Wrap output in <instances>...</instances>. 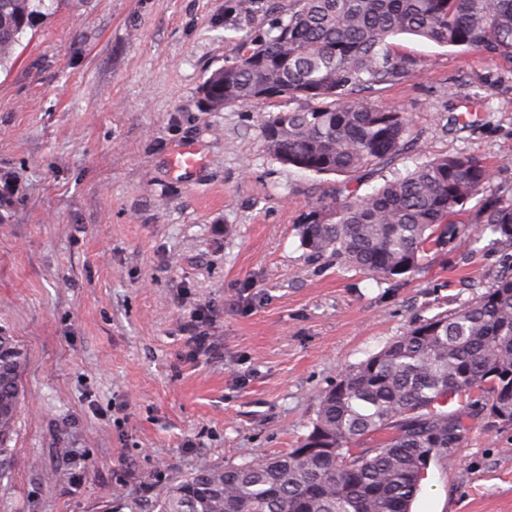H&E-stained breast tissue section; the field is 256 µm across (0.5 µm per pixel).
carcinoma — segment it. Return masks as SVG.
Returning a JSON list of instances; mask_svg holds the SVG:
<instances>
[{"label":"carcinoma","mask_w":512,"mask_h":512,"mask_svg":"<svg viewBox=\"0 0 512 512\" xmlns=\"http://www.w3.org/2000/svg\"><path fill=\"white\" fill-rule=\"evenodd\" d=\"M46 9V0H0V67ZM400 34L512 65V0H294L268 32L243 39L237 64L204 80V100L219 110L259 105V91L273 88L302 103L261 124L266 149L285 166L351 175L388 163L409 120L364 92L408 69L387 42ZM478 195V233L512 245V204L493 193L485 162L465 152L427 159L365 195L339 194L310 211L298 235L311 258L395 280L451 240L471 249L473 234L454 217ZM26 363L24 347L0 329V457ZM448 394L467 402L450 412L438 405ZM479 412L512 423V271L341 372L296 447L240 465L203 462L162 487L151 512H411L424 470L461 445Z\"/></svg>","instance_id":"obj_1"}]
</instances>
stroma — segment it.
Returning a JSON list of instances; mask_svg holds the SVG:
<instances>
[{"instance_id": "stroma-1", "label": "stroma", "mask_w": 512, "mask_h": 512, "mask_svg": "<svg viewBox=\"0 0 512 512\" xmlns=\"http://www.w3.org/2000/svg\"><path fill=\"white\" fill-rule=\"evenodd\" d=\"M293 0H52L0 72V326L24 346L0 512H147L201 462L296 445L342 369L462 308L512 265L483 235L377 280L312 260L296 226L423 156L481 158L512 203V65L411 36L370 91L408 143L351 176L283 166L260 135L281 97L203 109L200 87ZM194 146L191 173L172 165ZM209 311L211 350L186 325ZM411 512H512V425L480 417L432 462Z\"/></svg>"}]
</instances>
